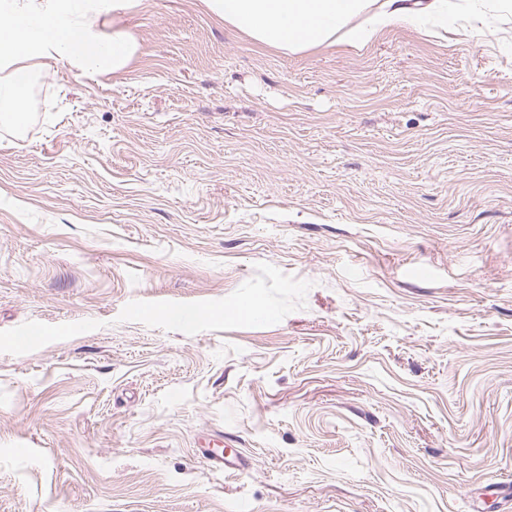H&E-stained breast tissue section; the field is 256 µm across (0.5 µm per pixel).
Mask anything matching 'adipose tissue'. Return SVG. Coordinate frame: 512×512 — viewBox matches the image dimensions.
I'll return each mask as SVG.
<instances>
[{
  "instance_id": "1",
  "label": "adipose tissue",
  "mask_w": 512,
  "mask_h": 512,
  "mask_svg": "<svg viewBox=\"0 0 512 512\" xmlns=\"http://www.w3.org/2000/svg\"><path fill=\"white\" fill-rule=\"evenodd\" d=\"M206 9L253 42L299 52L343 36L368 42L379 29L414 18L447 28L454 0H203ZM366 15L362 28L351 20ZM96 0H0V112L27 110L23 79L31 61L67 60L86 72L120 70L136 51L123 32L104 39Z\"/></svg>"
}]
</instances>
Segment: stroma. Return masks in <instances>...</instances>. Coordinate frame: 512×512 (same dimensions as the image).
<instances>
[{
	"label": "stroma",
	"instance_id": "35a3bbf8",
	"mask_svg": "<svg viewBox=\"0 0 512 512\" xmlns=\"http://www.w3.org/2000/svg\"><path fill=\"white\" fill-rule=\"evenodd\" d=\"M100 23L0 125V512H512V15Z\"/></svg>",
	"mask_w": 512,
	"mask_h": 512
}]
</instances>
